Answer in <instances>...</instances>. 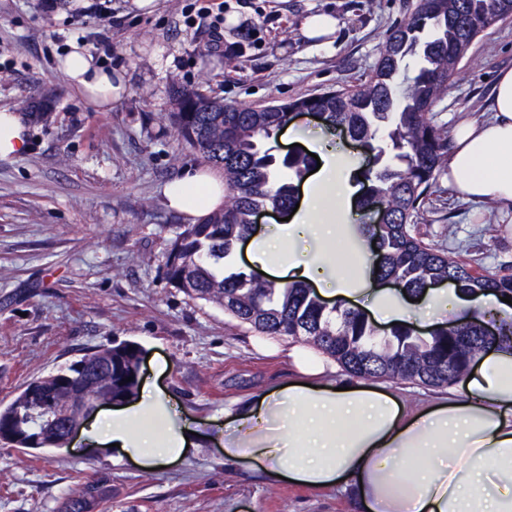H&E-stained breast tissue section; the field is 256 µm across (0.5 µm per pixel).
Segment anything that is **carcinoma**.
<instances>
[{
	"instance_id": "cac0c4a2",
	"label": "carcinoma",
	"mask_w": 512,
	"mask_h": 512,
	"mask_svg": "<svg viewBox=\"0 0 512 512\" xmlns=\"http://www.w3.org/2000/svg\"><path fill=\"white\" fill-rule=\"evenodd\" d=\"M512 17V0H417L391 33L370 77L362 84L277 106H234L192 89L176 91L171 120L185 148L224 175V204L179 226L166 255L167 284L192 300L224 310L240 325L265 336L308 343L359 378L447 387L460 381L494 339L479 325L486 313L449 319L423 336L409 325L379 337L357 309L326 305L302 281L276 285L242 271L224 273V260L252 233L258 210L293 205V178L312 164L305 154L288 161L263 147L286 121L290 109H319L330 127L351 131L375 153L365 203H379L385 223L367 225L375 241L378 276L401 282L412 295L431 282L453 279L458 291L476 298L512 296V270L479 272L450 261L416 229L417 215L448 160V135L431 107L448 89L475 39ZM387 137V148L375 142ZM134 343L84 354L83 400L104 403L132 397L139 383ZM69 365L30 381L0 407V430L17 448L65 446V422H80L63 380ZM129 382H123L125 378ZM50 395L67 418L44 408L36 395ZM109 480L96 477L62 502L60 512H98L109 497Z\"/></svg>"
}]
</instances>
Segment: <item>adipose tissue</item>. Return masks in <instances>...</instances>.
<instances>
[{
	"instance_id": "obj_1",
	"label": "adipose tissue",
	"mask_w": 512,
	"mask_h": 512,
	"mask_svg": "<svg viewBox=\"0 0 512 512\" xmlns=\"http://www.w3.org/2000/svg\"><path fill=\"white\" fill-rule=\"evenodd\" d=\"M58 68L97 109H111L126 92L122 76L94 65L85 47L72 46ZM27 127L26 115L0 109V158L28 150ZM447 176L459 197L512 209V68L495 80L489 118L456 128ZM351 193L346 160L333 154L331 166L314 173L303 217L287 233L315 240L318 251L294 254L280 240L255 235L247 246L250 262L283 280L336 279L320 249L343 234ZM164 196L171 208L196 217L222 202L224 183L202 169L168 184ZM467 307L443 288L422 305L386 290L374 296L370 312L382 320L423 322ZM343 384L336 390L305 368L225 411V461L273 483L351 492L360 512H512L511 345L483 354L462 394L418 408L381 385L350 377ZM189 431L176 425L159 393L145 387L134 404L100 416L89 437L101 446L118 444L140 466L156 468L186 455Z\"/></svg>"
}]
</instances>
